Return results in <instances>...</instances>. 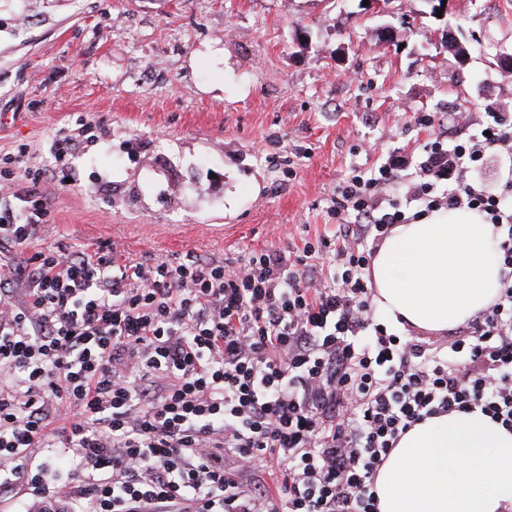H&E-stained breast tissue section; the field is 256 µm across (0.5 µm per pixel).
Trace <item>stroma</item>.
I'll return each instance as SVG.
<instances>
[{
	"label": "stroma",
	"instance_id": "35a3bbf8",
	"mask_svg": "<svg viewBox=\"0 0 512 512\" xmlns=\"http://www.w3.org/2000/svg\"><path fill=\"white\" fill-rule=\"evenodd\" d=\"M503 57L512 0L440 17L427 0H0V207L21 209L34 178L49 199L38 238L0 264L57 244L170 261L298 245L352 169L416 164L422 113L453 144L456 113L473 135L512 112Z\"/></svg>",
	"mask_w": 512,
	"mask_h": 512
}]
</instances>
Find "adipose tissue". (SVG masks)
Wrapping results in <instances>:
<instances>
[{
    "label": "adipose tissue",
    "mask_w": 512,
    "mask_h": 512,
    "mask_svg": "<svg viewBox=\"0 0 512 512\" xmlns=\"http://www.w3.org/2000/svg\"><path fill=\"white\" fill-rule=\"evenodd\" d=\"M500 271L492 225L478 212L444 209L395 225L370 269L380 311L437 334L488 307Z\"/></svg>",
    "instance_id": "1"
}]
</instances>
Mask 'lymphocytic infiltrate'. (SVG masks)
Instances as JSON below:
<instances>
[{"label": "lymphocytic infiltrate", "mask_w": 512, "mask_h": 512, "mask_svg": "<svg viewBox=\"0 0 512 512\" xmlns=\"http://www.w3.org/2000/svg\"><path fill=\"white\" fill-rule=\"evenodd\" d=\"M424 145L409 184L387 159L353 170L329 233L217 261H118L47 246L0 272V488L55 512H378L375 478L429 418L481 413L512 432V113ZM405 186L396 200V186ZM480 213L502 257L496 300L438 350L376 322L370 267L397 224ZM48 199L0 209V242L36 239ZM60 448L67 470L32 467ZM502 170L503 174H501ZM506 174L503 164L498 160L496 156H488L484 166L479 170V177L489 188L494 190L498 189Z\"/></svg>", "instance_id": "lymphocytic-infiltrate-1"}]
</instances>
